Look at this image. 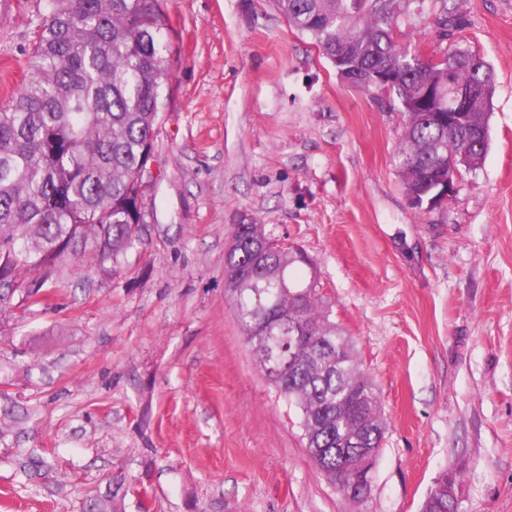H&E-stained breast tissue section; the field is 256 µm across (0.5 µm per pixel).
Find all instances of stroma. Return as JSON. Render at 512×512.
<instances>
[{"mask_svg":"<svg viewBox=\"0 0 512 512\" xmlns=\"http://www.w3.org/2000/svg\"><path fill=\"white\" fill-rule=\"evenodd\" d=\"M41 0L0 9V103L21 87ZM169 84L120 269L67 260L0 306V512H420L461 469V512H512V0H425L495 71L489 147L442 206L396 166L405 116L344 83L274 0H163ZM301 250L386 421L360 504L321 474L298 409L224 289L235 227Z\"/></svg>","mask_w":512,"mask_h":512,"instance_id":"stroma-1","label":"stroma"}]
</instances>
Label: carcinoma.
Masks as SVG:
<instances>
[{
	"label": "carcinoma",
	"mask_w": 512,
	"mask_h": 512,
	"mask_svg": "<svg viewBox=\"0 0 512 512\" xmlns=\"http://www.w3.org/2000/svg\"><path fill=\"white\" fill-rule=\"evenodd\" d=\"M331 63L370 91L383 71L406 122L397 167L408 192L453 154L485 152L495 73L476 53L432 50L421 59L397 36L411 0H275ZM160 0H46L19 92L0 104V281L15 291L68 259L112 262L139 240L142 170L165 107ZM479 84L472 124L454 128L413 106L433 90L446 110L454 89ZM302 254L272 241L262 224H238L224 260V288L267 380L301 418L306 448L331 484L356 475L357 441L380 451L379 397L349 338L329 319Z\"/></svg>",
	"instance_id": "obj_1"
}]
</instances>
